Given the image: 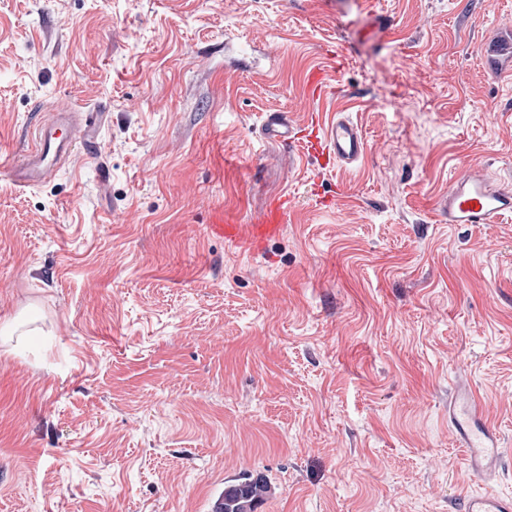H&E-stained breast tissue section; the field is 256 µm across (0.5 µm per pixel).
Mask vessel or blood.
<instances>
[{"label": "vessel or blood", "instance_id": "vessel-or-blood-1", "mask_svg": "<svg viewBox=\"0 0 512 512\" xmlns=\"http://www.w3.org/2000/svg\"><path fill=\"white\" fill-rule=\"evenodd\" d=\"M99 121L95 112L73 117L64 110L40 120L35 128L34 144L15 179L22 185L38 187L49 180L75 144L93 131ZM264 137L303 147L307 153L320 156L340 168L361 161L366 142L358 125L344 116L329 115L313 126L311 138L300 136L287 113L267 115L262 128ZM452 224H493L504 215H512V189L493 183L478 169L453 182L447 199L440 204ZM288 213L287 200L272 204L253 223L240 224L222 215L210 226L212 234L240 243L251 249L279 236ZM448 420L456 428L463 448L464 460L473 480L490 484L499 477L503 455L495 430L483 413L480 396L472 390L452 396L448 401ZM460 512H512V496L478 493L463 501Z\"/></svg>", "mask_w": 512, "mask_h": 512}]
</instances>
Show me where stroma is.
I'll return each instance as SVG.
<instances>
[{
    "label": "stroma",
    "mask_w": 512,
    "mask_h": 512,
    "mask_svg": "<svg viewBox=\"0 0 512 512\" xmlns=\"http://www.w3.org/2000/svg\"><path fill=\"white\" fill-rule=\"evenodd\" d=\"M334 2L0 0V327H32L0 343V512H212L244 470L258 512L512 493V217L439 210L475 166L512 189V0ZM94 106V142L15 182L34 122ZM325 109L353 168L259 134ZM284 196L254 251L208 232ZM459 381L505 450L487 487ZM448 422L459 434L464 460L473 480L490 484L499 477L503 448L483 413L480 396L470 389L448 400Z\"/></svg>",
    "instance_id": "stroma-1"
}]
</instances>
